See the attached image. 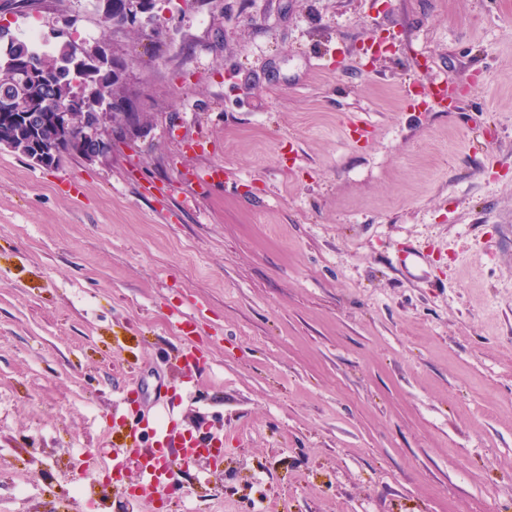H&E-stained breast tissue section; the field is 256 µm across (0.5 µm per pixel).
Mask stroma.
Listing matches in <instances>:
<instances>
[{
    "instance_id": "35a3bbf8",
    "label": "stroma",
    "mask_w": 512,
    "mask_h": 512,
    "mask_svg": "<svg viewBox=\"0 0 512 512\" xmlns=\"http://www.w3.org/2000/svg\"><path fill=\"white\" fill-rule=\"evenodd\" d=\"M160 16L0 0L129 60L140 114L93 162L0 148V512H512V0ZM135 407L221 465L134 498L104 467ZM149 0H127L125 16L117 28L146 26L151 15V2Z\"/></svg>"
}]
</instances>
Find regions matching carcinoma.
<instances>
[{"mask_svg":"<svg viewBox=\"0 0 512 512\" xmlns=\"http://www.w3.org/2000/svg\"><path fill=\"white\" fill-rule=\"evenodd\" d=\"M84 85L95 95L104 97L112 89V70L107 67L93 69L77 62L75 41L68 40L48 52L37 50L24 40L0 29V129L14 125L17 110L1 109L6 99H22V111L28 117L17 125L23 142L13 151L28 158L34 154L31 143L40 140L51 125L50 106L56 102L69 104L73 112L68 137L64 138L62 151L51 160L49 166H57L64 160L81 154L78 134L82 130L84 113L94 111L93 102L75 94Z\"/></svg>","mask_w":512,"mask_h":512,"instance_id":"1","label":"carcinoma"}]
</instances>
